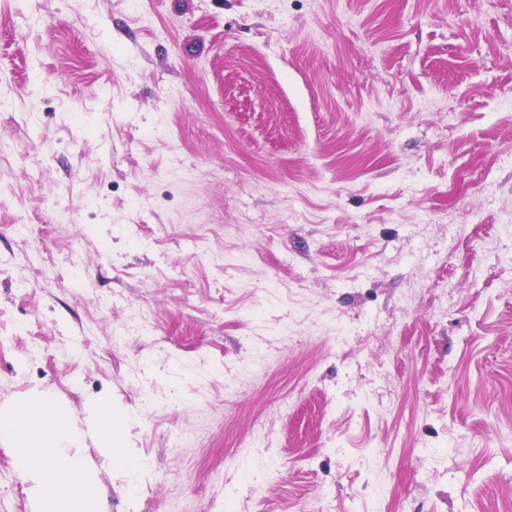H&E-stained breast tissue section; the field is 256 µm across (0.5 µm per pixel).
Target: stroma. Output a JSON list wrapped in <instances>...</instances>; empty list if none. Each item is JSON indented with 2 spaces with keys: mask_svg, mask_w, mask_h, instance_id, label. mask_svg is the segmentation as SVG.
I'll use <instances>...</instances> for the list:
<instances>
[{
  "mask_svg": "<svg viewBox=\"0 0 512 512\" xmlns=\"http://www.w3.org/2000/svg\"><path fill=\"white\" fill-rule=\"evenodd\" d=\"M505 224L512 0H0V409L127 413L101 512H512Z\"/></svg>",
  "mask_w": 512,
  "mask_h": 512,
  "instance_id": "stroma-1",
  "label": "stroma"
}]
</instances>
